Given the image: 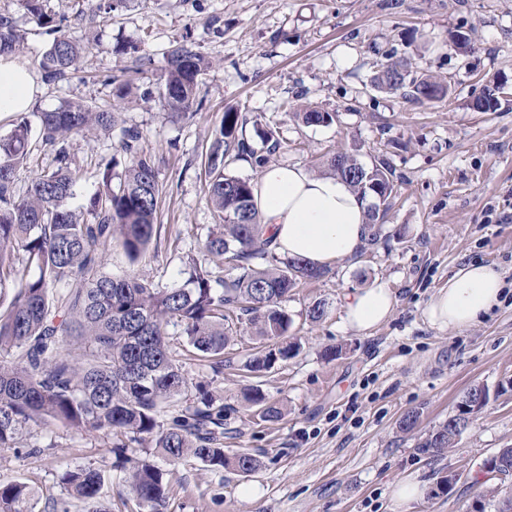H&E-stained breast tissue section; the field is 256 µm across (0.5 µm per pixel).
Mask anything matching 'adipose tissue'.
<instances>
[{
    "instance_id": "adipose-tissue-1",
    "label": "adipose tissue",
    "mask_w": 512,
    "mask_h": 512,
    "mask_svg": "<svg viewBox=\"0 0 512 512\" xmlns=\"http://www.w3.org/2000/svg\"><path fill=\"white\" fill-rule=\"evenodd\" d=\"M41 91L34 72L14 58L0 56V115L28 111ZM253 191L276 250L311 266L326 267L355 255L371 233L367 200L336 176L268 164L261 167ZM502 290V277L492 266L465 265L435 293L427 319L441 329L474 326L498 304ZM393 306L387 286L356 291L344 299L345 324L355 333H368L389 318Z\"/></svg>"
}]
</instances>
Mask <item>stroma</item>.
I'll use <instances>...</instances> for the list:
<instances>
[{
    "label": "stroma",
    "instance_id": "obj_1",
    "mask_svg": "<svg viewBox=\"0 0 512 512\" xmlns=\"http://www.w3.org/2000/svg\"><path fill=\"white\" fill-rule=\"evenodd\" d=\"M98 0H47L48 13L67 17L68 34L94 43L77 71L44 81L27 118L72 101L107 109L112 79L133 80L138 94L121 105L125 126L143 133L161 190L157 234L138 261L119 244L106 272H133L159 288L182 286L190 259L215 265L203 243L217 219L207 205L205 154L226 110L278 124L274 164H298L323 174L329 152L355 150L364 165L387 157L397 195L376 241L333 264L331 274L296 289L283 308L296 356L267 371L242 364L249 338L224 351V370L184 361L192 381L231 406L224 452L255 454L259 469L243 476L190 459L168 467L167 512H470L485 459L512 446V0H127L112 15ZM26 37L20 63L38 70L52 37L19 0H0ZM190 40L212 63L202 77L203 107L193 118L164 114L140 99L167 67V51ZM136 45L137 54L123 52ZM410 59L418 74L447 84V94L420 104L404 91L378 88L388 56ZM502 85L494 111L475 101ZM336 113L330 126L294 120L304 108ZM119 129L73 135L78 171L73 206L101 183L103 161L115 155ZM498 270L499 304L465 330L432 326L425 310L438 289L466 263ZM383 284L395 299L391 317L368 334L345 325V295ZM324 303L323 320L309 309ZM487 386L488 407L454 448L440 455L416 448L419 437L453 415L472 386ZM259 390L279 403L280 420L245 411ZM421 415L413 434L401 417ZM115 436L61 424L23 428L15 447L0 448V482L20 481L37 492V512H83L62 480L66 470L92 466L105 481L107 512H138L123 473L113 466ZM42 454H31L32 445ZM458 480L437 491L443 476ZM410 475L428 486L415 502L391 497L393 482Z\"/></svg>",
    "mask_w": 512,
    "mask_h": 512
}]
</instances>
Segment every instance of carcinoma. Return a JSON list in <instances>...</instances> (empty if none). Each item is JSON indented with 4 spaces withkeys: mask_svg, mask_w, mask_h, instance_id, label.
<instances>
[{
    "mask_svg": "<svg viewBox=\"0 0 512 512\" xmlns=\"http://www.w3.org/2000/svg\"><path fill=\"white\" fill-rule=\"evenodd\" d=\"M36 22L54 34L42 54L46 79H63L77 67L92 39H74L64 31V19L46 12L44 0H21ZM23 50V37L13 17L0 13V55ZM210 61L184 40L168 50V68L157 95L163 111L189 118L201 110L199 77ZM377 86L409 89L419 102L446 91L440 83L412 75L404 60L387 63ZM499 86H486L474 107L489 112L498 105ZM131 94L127 83L113 87L112 109L81 102L65 103L39 116L42 142L55 148L56 166L34 174L23 193L14 185L17 166L30 156V125L16 114L10 134L0 137V448H12L22 427L56 421L89 432L121 435L112 452L117 467L127 472L130 490L143 512H163L169 495L165 472L148 459L129 455L132 445L146 440L170 465L193 457L205 465L232 468L249 475L259 466L250 452L229 458L215 428L224 425V403L202 393L185 403L169 427L160 421L172 400L188 393L193 382L170 346L169 327L180 328L185 351L224 369V348L234 339L232 321L259 342L245 363L247 371H267L298 351V344H281L290 318L281 308L291 292L330 274L303 260L280 256L265 236L247 179L225 172L228 160L263 165L280 146L276 131L258 133L261 146L244 137L242 113L227 110L209 147L206 198L219 224L203 244L206 252L230 257L234 276L191 261L188 278L179 288H157L134 274L115 277L103 272L106 255L118 241L130 261L148 250L156 233L159 185L154 163L140 147L142 132L119 126L118 104ZM293 117L305 124L328 126L336 113L308 109ZM120 127L124 167L113 175L116 158L106 162L102 189L86 207L73 210L77 173L71 168L68 138L89 130ZM328 168L362 196L377 203L368 208L372 237L396 195L393 170L385 160L367 167L343 149L325 160ZM76 336L84 341L80 358L62 354V345ZM251 407L266 421H277L282 409L255 392ZM463 430L445 421L416 448L441 453L454 446ZM484 474L500 480L512 477V447L502 448L483 463ZM73 497L86 512H106L99 506L102 474L91 466L65 473ZM0 512H36L35 493L23 482L0 483Z\"/></svg>",
    "mask_w": 512,
    "mask_h": 512,
    "instance_id": "cac0c4a2",
    "label": "carcinoma"
}]
</instances>
